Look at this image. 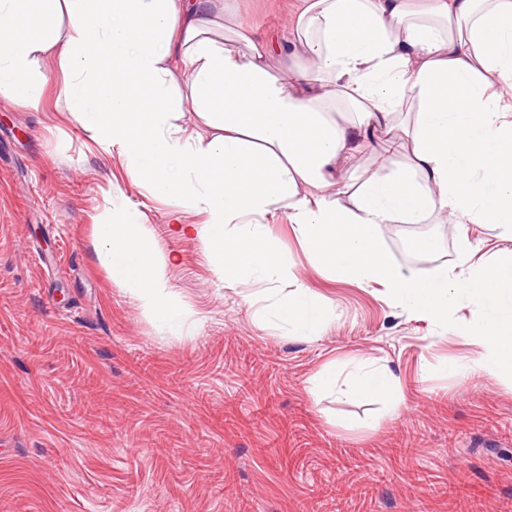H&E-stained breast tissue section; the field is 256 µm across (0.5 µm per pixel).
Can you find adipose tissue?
Masks as SVG:
<instances>
[{"label": "adipose tissue", "instance_id": "obj_1", "mask_svg": "<svg viewBox=\"0 0 512 512\" xmlns=\"http://www.w3.org/2000/svg\"><path fill=\"white\" fill-rule=\"evenodd\" d=\"M226 17L224 0H0V98L39 108L38 63L56 61L67 109L98 145L152 196L205 214L184 230L225 286L293 281L295 260L265 224L282 203L317 267L379 284L442 324L459 299L476 303L463 331L485 349L478 368L512 377V0H299L292 25L242 51L212 36ZM285 44L292 59L272 73L266 59ZM187 102L201 128L181 123ZM381 135L409 139V164L360 174L341 201L328 169ZM430 222L457 231L455 270L392 259L382 225ZM467 223L493 226L509 248L474 263ZM96 259L162 330L182 335L184 306L139 210L113 208L97 225ZM275 317L313 340L333 311L296 283ZM345 394L399 402L385 364H358Z\"/></svg>", "mask_w": 512, "mask_h": 512}]
</instances>
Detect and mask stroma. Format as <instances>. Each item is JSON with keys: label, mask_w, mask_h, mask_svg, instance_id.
<instances>
[{"label": "stroma", "mask_w": 512, "mask_h": 512, "mask_svg": "<svg viewBox=\"0 0 512 512\" xmlns=\"http://www.w3.org/2000/svg\"><path fill=\"white\" fill-rule=\"evenodd\" d=\"M230 2L256 39L297 6ZM42 68L39 109L0 100V512H300L355 463L371 490L348 512H512V378L476 369L475 338L316 269L277 206L269 235L335 311L318 339L283 335L273 301L254 302L263 284L225 287L204 243L176 234L203 214L150 195L69 114L57 63ZM119 204L143 213L172 260L184 335L159 332L96 260L94 227ZM382 234L403 267L456 264L446 225ZM415 240L432 247L413 251ZM375 360L398 379L396 410L309 391L324 368L343 376ZM406 441L409 459L397 453ZM417 469L464 483L463 497H424Z\"/></svg>", "instance_id": "stroma-1"}]
</instances>
